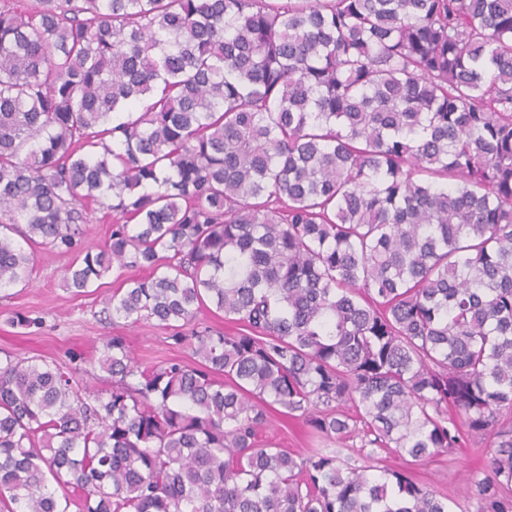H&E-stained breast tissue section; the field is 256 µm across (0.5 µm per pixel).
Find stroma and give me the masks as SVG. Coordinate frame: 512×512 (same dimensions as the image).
Segmentation results:
<instances>
[{
    "instance_id": "stroma-1",
    "label": "stroma",
    "mask_w": 512,
    "mask_h": 512,
    "mask_svg": "<svg viewBox=\"0 0 512 512\" xmlns=\"http://www.w3.org/2000/svg\"><path fill=\"white\" fill-rule=\"evenodd\" d=\"M71 261L70 255L34 247L29 285L0 289V358L8 353L40 355L66 363L75 355L79 358L76 379L98 389L112 385L111 376L98 365L96 352L106 336L124 337L130 350L146 366L173 357L190 360V347L173 345L168 330L146 322L133 324L118 317L106 318L102 300L122 285L116 275H109L100 286L88 288L84 294L73 293L65 282V271ZM18 312L40 316L41 327L26 328L14 323L13 316ZM262 437L294 453L305 454L317 448L333 451L355 467L370 464L380 470L405 468L416 482L447 494L452 512H479L477 501L465 495L464 480L471 474L485 472V442L469 440L454 453L409 466L385 449H376L373 457H366L356 439L331 442L312 437L302 421L276 414L263 429Z\"/></svg>"
}]
</instances>
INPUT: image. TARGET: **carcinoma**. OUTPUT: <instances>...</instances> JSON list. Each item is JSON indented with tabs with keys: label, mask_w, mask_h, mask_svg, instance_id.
Segmentation results:
<instances>
[{
	"label": "carcinoma",
	"mask_w": 512,
	"mask_h": 512,
	"mask_svg": "<svg viewBox=\"0 0 512 512\" xmlns=\"http://www.w3.org/2000/svg\"><path fill=\"white\" fill-rule=\"evenodd\" d=\"M115 215L84 247L93 206ZM75 255L112 390L0 359V512H449L399 469L275 448V410L512 512V0H0V288ZM213 305L243 326L183 331Z\"/></svg>",
	"instance_id": "obj_1"
}]
</instances>
